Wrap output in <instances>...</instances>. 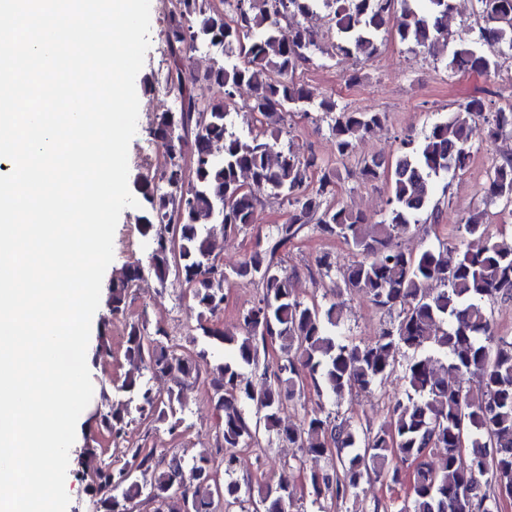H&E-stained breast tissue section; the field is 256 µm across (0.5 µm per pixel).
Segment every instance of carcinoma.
<instances>
[{"label": "carcinoma", "instance_id": "obj_1", "mask_svg": "<svg viewBox=\"0 0 512 512\" xmlns=\"http://www.w3.org/2000/svg\"><path fill=\"white\" fill-rule=\"evenodd\" d=\"M455 0H175L164 31L166 69L141 80L144 91L162 85L178 100L175 111L157 116L153 137L162 150L161 182L142 176L141 234L150 243L149 271L165 284L180 268L199 316L223 310L224 284L230 278L256 280L262 295L239 312V331L221 332L199 324L211 343L224 348V362L209 367L207 352L181 353L147 320L129 325L124 358L137 375H127L120 389L132 394L112 406L101 420L114 447L127 460L117 467L100 458L98 449H84L93 485V512H128L145 502L153 512H214V495L205 474L232 472L239 447L264 432L269 439L299 448L305 458L336 449V464L312 471L308 484L315 500L345 499L373 475L398 484L404 468H413L410 505L405 512H499V499L512 497V337L498 336L490 302L512 298V241L487 233L485 210L465 219L464 233L484 241L472 250L429 248L407 252L399 239L412 231L419 216L438 222V205L430 191L442 174L465 171L478 125L490 139L512 132V108L492 109L486 98L472 96L448 118L433 124L420 143L401 141L394 166L372 157L361 161L364 181L389 180L387 214L368 224L359 212L335 202L339 174L314 153L278 147L262 126L281 130L292 112L314 108L330 119L336 158L352 157L358 142L381 126V112H360L329 96L313 103L295 73L313 63L311 49L318 32L307 21L328 11L338 38L336 53L358 63L377 52V38L387 34L402 43L433 47L447 38L448 16ZM483 20L469 48L455 50L446 67L453 73H488L497 57L512 56V0H476ZM495 49L489 55L485 48ZM206 48L215 56L204 80L221 96L198 92V78L187 72L186 56ZM253 97L251 129L245 136L228 128L238 90ZM264 186L292 207L286 224H274L263 245L239 266L226 272L216 264L215 230L224 234L250 229L257 222L252 186ZM512 207V157L496 162L487 175L485 203ZM320 236L343 241L358 256L340 272L345 289L362 293L389 315L379 336L356 344L338 333L340 304H306L293 290L292 275L274 260L275 252L292 242L306 226ZM142 268L128 267L113 283L112 312L122 310L126 291ZM279 354L261 361L269 345ZM403 363L406 399L392 408L388 423L359 432L347 418L308 415L299 425L282 423L281 412L301 380L336 398L357 386L369 388ZM248 366L260 373L257 389L242 376ZM212 373L215 409L221 413L219 440L191 457V483L184 480L185 457L154 448H130L126 418L137 413L149 423L171 422L176 428L180 394L162 396L138 382L147 371L170 376L181 384L202 370ZM474 381L475 387L466 385ZM250 403L255 417L244 404ZM468 464H461L462 455ZM262 512H290L288 476L259 495ZM251 490L237 481L224 483V506L254 512Z\"/></svg>", "mask_w": 512, "mask_h": 512}]
</instances>
